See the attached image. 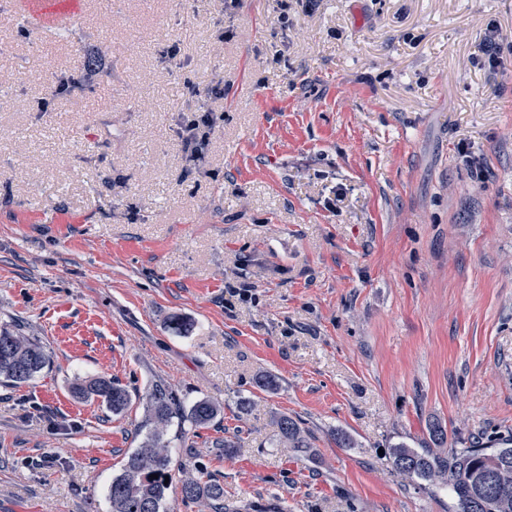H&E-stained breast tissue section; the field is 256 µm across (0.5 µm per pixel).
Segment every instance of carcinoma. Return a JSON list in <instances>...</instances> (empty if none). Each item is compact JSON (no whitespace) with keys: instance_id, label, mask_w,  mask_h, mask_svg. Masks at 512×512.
Here are the masks:
<instances>
[{"instance_id":"obj_1","label":"carcinoma","mask_w":512,"mask_h":512,"mask_svg":"<svg viewBox=\"0 0 512 512\" xmlns=\"http://www.w3.org/2000/svg\"><path fill=\"white\" fill-rule=\"evenodd\" d=\"M49 365V356L39 339L12 326H0V381L19 386L35 379ZM74 393L101 398L112 412L123 411L128 394L110 379L84 380ZM217 413L208 400L195 402L184 410L163 384L153 386L147 396L146 422L151 426L139 448L130 453L121 473L112 479L108 498L112 512H167L166 501L172 483L173 460L166 439L173 417L189 419L198 427L210 423ZM283 441L291 448L308 447L298 423L283 415L278 419ZM395 471L429 486L441 485L454 500V512H512V437L499 439L492 448L475 442L468 448L452 450L442 457L428 448L395 447L390 454ZM158 478L153 479L151 475ZM182 501L207 502L211 512H224V485L188 475L179 486Z\"/></svg>"}]
</instances>
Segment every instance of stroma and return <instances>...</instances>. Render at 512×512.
Returning a JSON list of instances; mask_svg holds the SVG:
<instances>
[{
	"instance_id": "1",
	"label": "stroma",
	"mask_w": 512,
	"mask_h": 512,
	"mask_svg": "<svg viewBox=\"0 0 512 512\" xmlns=\"http://www.w3.org/2000/svg\"><path fill=\"white\" fill-rule=\"evenodd\" d=\"M220 10L84 0V28L129 21L90 78L97 42L21 34L0 0V325L51 359L0 382V512H111L158 383L216 404L168 438L236 512H449L389 454L512 435V52L476 62L512 0ZM188 79L224 82L196 163ZM73 390L79 396L101 398L112 409L113 413L123 411L129 401L128 394L122 387L103 377L91 378L77 383ZM278 426L283 441L287 443L290 448L308 447L307 440L302 436L301 429L294 419L287 415H282L278 419Z\"/></svg>"
}]
</instances>
